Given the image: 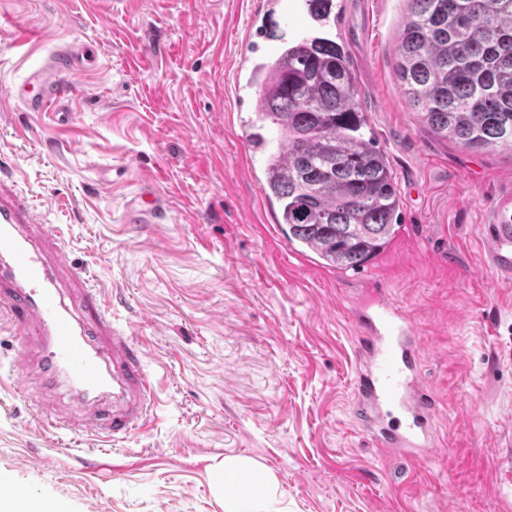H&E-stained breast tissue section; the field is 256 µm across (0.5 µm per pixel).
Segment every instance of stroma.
I'll list each match as a JSON object with an SVG mask.
<instances>
[{
  "mask_svg": "<svg viewBox=\"0 0 512 512\" xmlns=\"http://www.w3.org/2000/svg\"><path fill=\"white\" fill-rule=\"evenodd\" d=\"M269 0H0V165L68 265L134 326L158 380L146 427L59 432L62 392L31 380L0 325V479L45 512H224L218 465L253 460L273 512H512V282L487 258L512 150L433 133L397 76L408 0H335L331 33L393 167L400 226L339 272L288 243L248 127L265 55L247 28L291 39L312 21ZM42 111L16 90L62 51ZM383 297L414 321L437 407L426 468L366 437L352 411L354 308Z\"/></svg>",
  "mask_w": 512,
  "mask_h": 512,
  "instance_id": "obj_1",
  "label": "stroma"
}]
</instances>
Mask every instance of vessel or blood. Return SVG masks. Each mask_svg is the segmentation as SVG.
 <instances>
[{
    "instance_id": "b4317fda",
    "label": "vessel or blood",
    "mask_w": 512,
    "mask_h": 512,
    "mask_svg": "<svg viewBox=\"0 0 512 512\" xmlns=\"http://www.w3.org/2000/svg\"><path fill=\"white\" fill-rule=\"evenodd\" d=\"M60 52L34 71L19 100L39 111L56 91V74L79 67ZM23 202L0 190V315L22 349L20 371L38 368L49 384L65 386L86 412L91 431L113 438L137 430L152 400L153 378L136 357L132 330L103 336L101 316H89L93 294L64 273L65 256L47 249ZM491 263L512 278V191L498 194L489 223ZM361 332L353 382L356 411L380 447L424 463L433 445L435 402L419 378L422 346L411 317L389 299L355 318Z\"/></svg>"
}]
</instances>
